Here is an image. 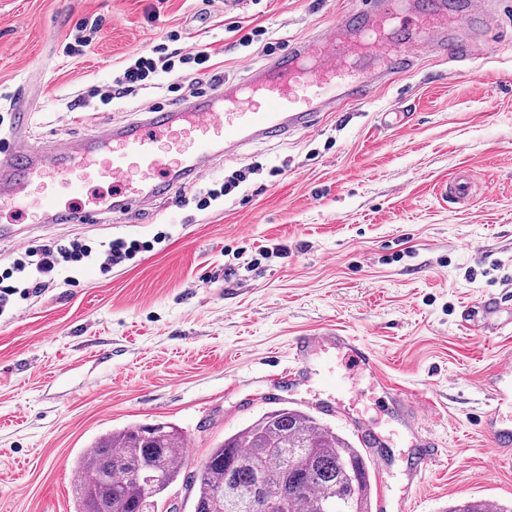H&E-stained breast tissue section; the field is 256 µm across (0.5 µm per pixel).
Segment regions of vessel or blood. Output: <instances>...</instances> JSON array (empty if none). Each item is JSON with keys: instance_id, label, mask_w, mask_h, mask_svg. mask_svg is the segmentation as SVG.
Returning a JSON list of instances; mask_svg holds the SVG:
<instances>
[{"instance_id": "vessel-or-blood-1", "label": "vessel or blood", "mask_w": 512, "mask_h": 512, "mask_svg": "<svg viewBox=\"0 0 512 512\" xmlns=\"http://www.w3.org/2000/svg\"><path fill=\"white\" fill-rule=\"evenodd\" d=\"M380 10L369 15L370 4L337 14L332 36L312 37L288 49L238 83L214 84L208 94L184 100L176 108L153 110L140 120L115 125L95 123L77 141L46 140L41 147L26 142L31 114L18 105L14 114L13 143L0 151V210L8 208L41 215L52 224H83L95 220L100 204L90 185L100 177L112 181L114 209L135 210L186 180L203 177L216 157L238 155L260 141H282L292 133L313 128L322 113L367 97L372 88L388 84L395 74L413 70L423 53L458 57L462 44L448 28V6L416 15L405 14L400 0H377ZM427 25L428 42L409 41L414 27ZM367 53L383 61V68L365 77L350 75V57ZM477 182L463 172L442 187L443 196L468 203ZM505 308L502 298L485 296L477 309L462 311L460 324L481 336L500 330ZM337 358L368 376L388 400L409 408L414 423L424 411L413 406L401 386L385 377L376 352L352 336L328 328L298 337L294 343L296 365L280 372L298 381L312 377V355ZM500 388L491 393L492 409L481 421L493 438L495 469L512 468V417L500 414L512 402V356L500 359ZM416 463L407 475L404 495L416 491L421 476L443 454L440 442L420 435Z\"/></svg>"}]
</instances>
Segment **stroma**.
I'll list each match as a JSON object with an SVG mask.
<instances>
[{
    "label": "stroma",
    "mask_w": 512,
    "mask_h": 512,
    "mask_svg": "<svg viewBox=\"0 0 512 512\" xmlns=\"http://www.w3.org/2000/svg\"><path fill=\"white\" fill-rule=\"evenodd\" d=\"M354 0H0V96L26 97L30 143L78 140L95 119L123 124L161 106L180 65L158 87L103 103L91 87L113 77L169 32L207 50L224 78L265 64L261 44L235 45L232 28L260 25L288 47L327 28ZM102 28L82 54L64 45L76 23ZM471 57H422L366 99L321 116L308 132L218 157L219 185L254 167L207 209L198 184L130 215L35 229L31 240L167 237L101 276L89 265L0 316V512H74V462L96 437L171 422L193 454L184 474L225 436L264 412L316 413L329 394L317 381L291 384L297 337L336 328L366 342L393 381L418 395L446 454L423 476L406 512L449 502L512 501V472L492 469L478 426L486 387L512 329L467 333L460 314L489 294L512 305V10L470 13ZM470 171V205L440 187ZM350 397L365 420L391 435L373 501H396L412 467L406 409L351 373Z\"/></svg>",
    "instance_id": "obj_1"
}]
</instances>
